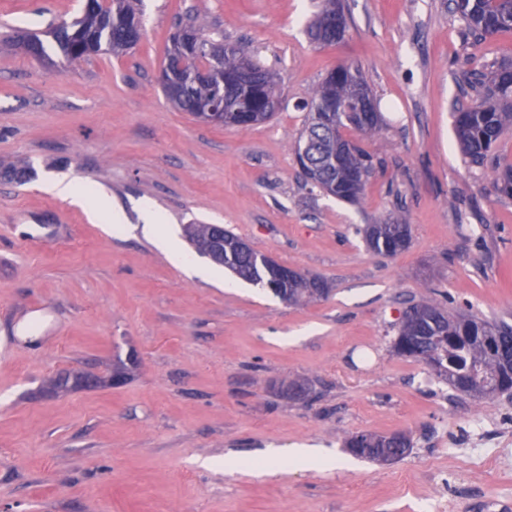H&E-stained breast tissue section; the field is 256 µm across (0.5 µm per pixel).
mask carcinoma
Here are the masks:
<instances>
[{
    "mask_svg": "<svg viewBox=\"0 0 512 512\" xmlns=\"http://www.w3.org/2000/svg\"><path fill=\"white\" fill-rule=\"evenodd\" d=\"M456 11L469 32L481 41L512 30V0H456ZM344 18L336 0H322L308 26L310 39L317 44H333L331 34L335 19ZM142 27L134 0H86L83 15L55 25L50 34L57 51L67 63L84 60L107 47L114 53L137 44L134 33ZM179 30L192 32L200 46L185 56V63L175 77L162 69L161 85L166 98L178 109L195 114L202 103L219 96L224 106L240 112L251 111L252 101L261 96L280 101L275 74L254 61L258 84L240 88L236 83L239 63L248 57L245 48L222 38L205 36L204 26L187 23ZM224 49L218 60L208 54V46ZM23 45L27 54L43 59L46 51L36 35L27 36ZM203 64L214 70V79L201 82L196 71ZM468 83L479 89L478 97L461 105L454 115V132L465 162L482 168L503 135L512 127V62L503 61L489 69L468 71ZM368 88L358 66L339 64L331 69L314 90L307 109L305 126L295 146V156L307 184L329 196L354 201L364 191L375 169L374 155L364 150L358 140L369 137L379 127L381 113L365 112L354 122L341 112L330 110L353 98L358 88ZM499 195L512 198V165L500 170L496 182ZM366 247L378 254L396 255L408 248L410 227L397 221L367 224L361 229ZM184 234L189 245L224 267L235 277L260 285L273 295L304 304L328 294L323 278L302 273L291 281L278 278L281 266L256 251L240 236L221 224H187ZM512 326L504 321L480 318L466 311L449 312L434 302L407 307L392 347L402 357L423 361L437 359L435 374L449 387L472 396L492 398L512 385ZM411 440L403 433L359 434L346 441L353 455L374 461L359 448H409Z\"/></svg>",
    "mask_w": 512,
    "mask_h": 512,
    "instance_id": "carcinoma-1",
    "label": "carcinoma"
}]
</instances>
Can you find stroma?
I'll return each instance as SVG.
<instances>
[{
    "instance_id": "35a3bbf8",
    "label": "stroma",
    "mask_w": 512,
    "mask_h": 512,
    "mask_svg": "<svg viewBox=\"0 0 512 512\" xmlns=\"http://www.w3.org/2000/svg\"><path fill=\"white\" fill-rule=\"evenodd\" d=\"M344 38L311 43L313 0H141L143 35L122 53L70 66L7 35L45 34L82 0H0V512H480L512 498V433L498 463L473 468L471 417L512 424V396L450 390L395 354L403 309L432 301L512 324V128L486 167H468L453 112L471 100L462 71L512 59V33L467 37L453 0H341ZM242 43L277 75L281 109L264 124L217 127L175 109L159 83L180 17ZM357 65L383 121L364 140L381 167L356 202L306 185L294 147L303 102L338 63ZM93 186L123 218L45 191ZM151 203L182 238L221 224L278 262L325 279L299 306L227 270L187 276L157 248ZM411 227L396 256L359 229ZM304 381L289 398L281 384ZM405 433L402 460L351 456L359 433ZM322 449L345 468L282 457L272 477L247 467L270 448Z\"/></svg>"
}]
</instances>
